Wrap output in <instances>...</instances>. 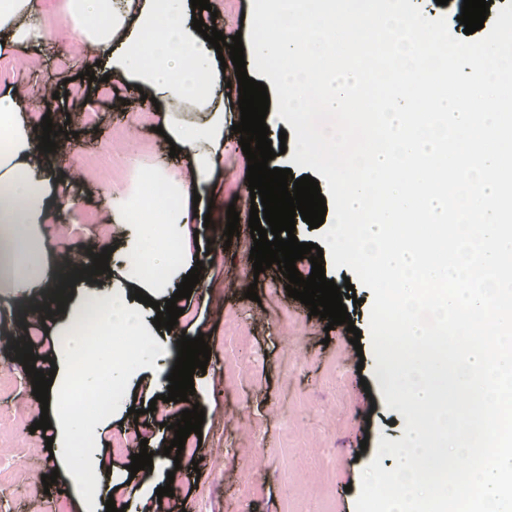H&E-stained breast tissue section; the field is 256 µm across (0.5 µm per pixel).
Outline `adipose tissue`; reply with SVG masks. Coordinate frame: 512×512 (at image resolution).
<instances>
[{
  "instance_id": "obj_1",
  "label": "adipose tissue",
  "mask_w": 512,
  "mask_h": 512,
  "mask_svg": "<svg viewBox=\"0 0 512 512\" xmlns=\"http://www.w3.org/2000/svg\"><path fill=\"white\" fill-rule=\"evenodd\" d=\"M190 0H61L60 13L72 21L89 53L109 55L114 72L161 99L183 102L209 113L206 124H170L166 134L192 158L189 178L169 184L142 216L148 224H186L193 194L204 191L221 160L202 151L201 143L221 141L224 112L212 105V90L223 74L214 66V49L187 23ZM58 29L41 18V0H0V52L56 38ZM52 111L50 100L25 105L17 95H0V136L9 147L0 152V280L31 287V274L43 264L30 244V227L71 206L69 188L53 166V156L38 149V134L23 113L26 108ZM183 253H169L153 236L143 235L128 247L127 274L111 284L103 301L110 314L101 324L109 336H126L136 362L148 364L154 346L142 325V310L129 290L148 287L143 265L170 271L188 265Z\"/></svg>"
}]
</instances>
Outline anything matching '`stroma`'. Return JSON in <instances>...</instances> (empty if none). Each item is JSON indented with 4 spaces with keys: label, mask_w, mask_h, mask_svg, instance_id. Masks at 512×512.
Instances as JSON below:
<instances>
[{
    "label": "stroma",
    "mask_w": 512,
    "mask_h": 512,
    "mask_svg": "<svg viewBox=\"0 0 512 512\" xmlns=\"http://www.w3.org/2000/svg\"><path fill=\"white\" fill-rule=\"evenodd\" d=\"M57 38L38 48H15L0 56V93L24 99L61 93V107L80 115L74 146L57 152L55 167L68 178L74 206L36 225L37 244L57 265L111 248V277L124 272L127 246L139 229L137 209L117 210L113 202L130 200L146 179L160 175L176 181L190 173L188 160L171 156L156 129L177 119L173 106L142 99L122 75L110 76L111 94L97 100L95 122L84 119L81 77L91 64L79 35L57 17ZM240 120L237 96L224 99L221 167L197 206L193 223L180 225L177 246L200 255L203 269L178 324L186 336L211 338L206 372L193 375L195 394L205 412L202 444L196 457L184 456L175 474L155 468L130 475L131 459L112 453V439L137 429L153 454H162L173 435L149 413L150 400L166 393L152 370L132 369L118 386L119 402L97 413L93 455L83 453L81 434L60 427L32 430L41 413L57 419L74 409L68 397L71 365L56 363L48 406L32 389L22 388L26 373L12 347L0 345V462L17 463L24 480L0 489V512H86L104 494L126 512H179L188 502L194 512H355L357 489L380 438L397 439L403 417L388 409L374 372L376 361L367 333L372 293L356 286L345 299L360 329L352 345L345 326H329L308 306L288 297L277 271L255 274L247 225L251 198L245 190L247 159L232 130ZM235 206L241 225L230 246L216 241L213 224ZM70 225L60 234L59 225ZM255 287L257 300L247 299ZM141 409L134 417L130 408ZM96 464L107 477L106 489L75 486L79 466ZM58 471L51 486L39 477ZM174 478L172 495L156 490Z\"/></svg>",
    "instance_id": "1"
}]
</instances>
